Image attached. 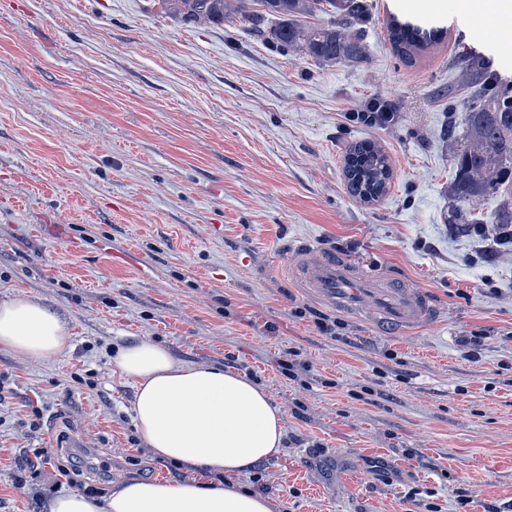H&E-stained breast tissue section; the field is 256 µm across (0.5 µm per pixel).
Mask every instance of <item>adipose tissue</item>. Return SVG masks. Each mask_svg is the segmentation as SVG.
I'll use <instances>...</instances> for the list:
<instances>
[{
  "mask_svg": "<svg viewBox=\"0 0 512 512\" xmlns=\"http://www.w3.org/2000/svg\"><path fill=\"white\" fill-rule=\"evenodd\" d=\"M67 325L37 299L0 300V348L41 360L61 355ZM112 363L135 387L132 419L153 457L202 480L131 479L104 499L65 493L51 512H273L239 476L283 449V412L247 376L185 364L148 340L118 348Z\"/></svg>",
  "mask_w": 512,
  "mask_h": 512,
  "instance_id": "ef3b65f1",
  "label": "adipose tissue"
}]
</instances>
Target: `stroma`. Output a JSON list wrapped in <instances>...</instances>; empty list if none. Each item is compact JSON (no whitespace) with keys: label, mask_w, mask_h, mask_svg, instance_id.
<instances>
[{"label":"stroma","mask_w":512,"mask_h":512,"mask_svg":"<svg viewBox=\"0 0 512 512\" xmlns=\"http://www.w3.org/2000/svg\"><path fill=\"white\" fill-rule=\"evenodd\" d=\"M366 3L365 58L334 64L156 0H0V299L36 298L69 330L57 357L0 349V512L195 479L135 429L112 355L143 339L247 375L281 408L283 451L258 466L275 512H512V252L489 263L482 242L449 237L444 136L449 105L470 102L463 59L512 91V50L459 0ZM392 14L447 36L406 63ZM376 99L392 123L358 119ZM363 139L393 169L370 204L343 174ZM297 237L398 270L440 323L408 340L319 307L283 275ZM76 429L92 457L64 476ZM36 448L49 454L16 488Z\"/></svg>","instance_id":"1"}]
</instances>
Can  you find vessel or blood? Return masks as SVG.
Returning a JSON list of instances; mask_svg holds the SVG:
<instances>
[{"label":"vessel or blood","mask_w":512,"mask_h":512,"mask_svg":"<svg viewBox=\"0 0 512 512\" xmlns=\"http://www.w3.org/2000/svg\"><path fill=\"white\" fill-rule=\"evenodd\" d=\"M284 270L306 296L328 309L366 319L380 332L409 338L440 320L426 289L391 268L354 262L311 241L290 245Z\"/></svg>","instance_id":"obj_1"}]
</instances>
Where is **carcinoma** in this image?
<instances>
[{"label":"carcinoma","mask_w":512,"mask_h":512,"mask_svg":"<svg viewBox=\"0 0 512 512\" xmlns=\"http://www.w3.org/2000/svg\"><path fill=\"white\" fill-rule=\"evenodd\" d=\"M243 0H158L160 10L190 25H222L235 17L243 19L259 37L287 49H298L322 62L356 63L365 56L361 34L355 26L366 11L364 0H253L245 11ZM325 15L327 20L306 24L301 18ZM388 39L405 62L436 42L437 32L421 35L410 26L388 21ZM465 83L471 89L472 106L463 117L448 105L444 132L453 152L454 175L448 189V229L456 235L490 237L512 245V95L492 89L493 78L474 58L465 62ZM387 156L369 141L353 144L345 159L349 193L363 198L380 191L390 174ZM501 195L495 222L487 225L475 218V204Z\"/></svg>","instance_id":"cac0c4a2"}]
</instances>
